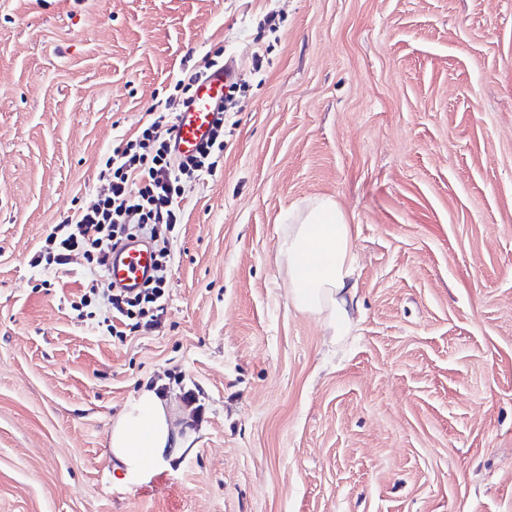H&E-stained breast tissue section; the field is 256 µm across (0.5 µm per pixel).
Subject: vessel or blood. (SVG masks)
<instances>
[{
	"instance_id": "b4317fda",
	"label": "vessel or blood",
	"mask_w": 512,
	"mask_h": 512,
	"mask_svg": "<svg viewBox=\"0 0 512 512\" xmlns=\"http://www.w3.org/2000/svg\"><path fill=\"white\" fill-rule=\"evenodd\" d=\"M224 95V75L214 73L202 83L195 95V103L180 113L176 122V149L183 156L195 152L209 135L215 117L212 102ZM152 272L151 250L136 239L128 240L112 254L108 276L115 286L138 289Z\"/></svg>"
}]
</instances>
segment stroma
Masks as SVG:
<instances>
[{
    "label": "stroma",
    "mask_w": 512,
    "mask_h": 512,
    "mask_svg": "<svg viewBox=\"0 0 512 512\" xmlns=\"http://www.w3.org/2000/svg\"><path fill=\"white\" fill-rule=\"evenodd\" d=\"M215 54L223 164L180 185L160 325L112 338L68 303L82 255L31 260ZM317 197L358 257L341 338L279 254ZM154 381L203 406L195 451L124 487ZM0 512H512V0H0Z\"/></svg>",
    "instance_id": "obj_1"
}]
</instances>
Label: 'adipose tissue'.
Returning <instances> with one entry per match:
<instances>
[{
  "label": "adipose tissue",
  "mask_w": 512,
  "mask_h": 512,
  "mask_svg": "<svg viewBox=\"0 0 512 512\" xmlns=\"http://www.w3.org/2000/svg\"><path fill=\"white\" fill-rule=\"evenodd\" d=\"M351 226L336 201L315 200L295 217L280 252L287 260L288 296L302 313L323 317L345 336L360 306ZM193 434L168 399L145 386L112 423L108 448L122 483L135 484L192 453Z\"/></svg>",
  "instance_id": "ef3b65f1"
}]
</instances>
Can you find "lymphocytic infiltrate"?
I'll use <instances>...</instances> for the list:
<instances>
[{
    "label": "lymphocytic infiltrate",
    "mask_w": 512,
    "mask_h": 512,
    "mask_svg": "<svg viewBox=\"0 0 512 512\" xmlns=\"http://www.w3.org/2000/svg\"><path fill=\"white\" fill-rule=\"evenodd\" d=\"M176 111H154L138 134L121 140L103 161L99 177L109 192L94 206L67 216L45 239L32 258L33 265L66 271L73 254L86 259L94 278L79 296L90 306L99 292L113 246L135 234L156 244V274L137 293L111 289L101 312L108 335L123 336L126 327L152 329L164 312L161 299L172 271L173 244L182 223L180 183L186 178L215 173L223 163L225 113H218L209 141L198 155L175 158L171 138Z\"/></svg>",
    "instance_id": "obj_1"
}]
</instances>
